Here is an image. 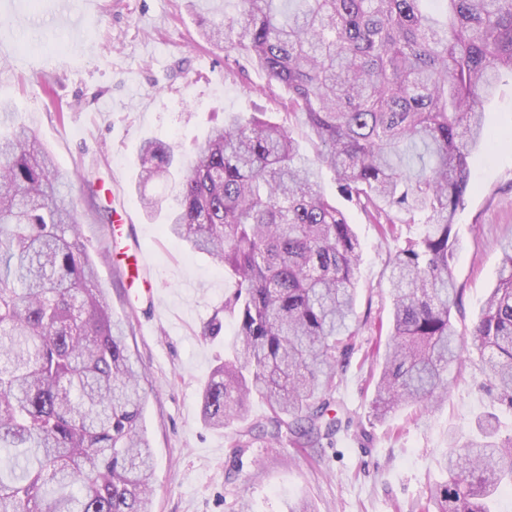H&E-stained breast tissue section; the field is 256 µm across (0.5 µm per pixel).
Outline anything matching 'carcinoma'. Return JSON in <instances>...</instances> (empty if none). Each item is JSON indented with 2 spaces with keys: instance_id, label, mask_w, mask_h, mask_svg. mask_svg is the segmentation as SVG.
Returning <instances> with one entry per match:
<instances>
[{
  "instance_id": "carcinoma-1",
  "label": "carcinoma",
  "mask_w": 512,
  "mask_h": 512,
  "mask_svg": "<svg viewBox=\"0 0 512 512\" xmlns=\"http://www.w3.org/2000/svg\"><path fill=\"white\" fill-rule=\"evenodd\" d=\"M288 93L277 124L224 116L183 167L146 141L139 183L166 176L176 206L167 232L208 254L235 281L233 359L201 396L206 424H241L233 447L260 431L313 448L332 437L336 355L352 347L361 245L321 182L375 218L393 210L420 235L388 259L393 304L371 417L445 402L448 368L471 343L500 404L512 409V244L469 333L457 332L454 219L470 181L471 148L492 139L482 99L512 73V0H237L199 23ZM320 146L310 160L288 124ZM59 169L33 130L0 124V512H151L152 452L140 429L145 371L114 320L62 194ZM265 399L264 426L248 422ZM446 479L417 512H491L512 494V436L479 417L448 434Z\"/></svg>"
}]
</instances>
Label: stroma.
Here are the masks:
<instances>
[{
	"mask_svg": "<svg viewBox=\"0 0 512 512\" xmlns=\"http://www.w3.org/2000/svg\"><path fill=\"white\" fill-rule=\"evenodd\" d=\"M236 0H0V100L11 120L31 128L63 170L94 175L93 190L73 184L83 242L114 317L147 372L141 426L155 456L152 512H288L307 501L314 512H411L428 485L442 481L448 432L468 435L477 417L496 413L512 433V411L485 384L477 355L453 367L448 402L429 415L407 406L386 421L369 415L388 331L387 261L396 240L416 238L401 224L383 238L375 220L339 197L330 171L326 193L358 236L357 332L338 361L332 397L341 427L316 450L288 442H230L237 427H207L202 389L231 355L237 321L224 311L235 287L205 254L170 237L147 218L136 179L141 144L154 139L192 159L225 113H264L281 120L288 101L260 71L241 69L235 51L199 35L198 21H222ZM490 143L469 158L471 179L455 217L454 275L458 333H468L500 274L502 243L512 239V76L484 104ZM123 204L132 228L111 231L112 205ZM148 257L155 288L146 300L126 286L110 256L132 244ZM220 315L219 334L204 333Z\"/></svg>",
	"mask_w": 512,
	"mask_h": 512,
	"instance_id": "obj_1",
	"label": "stroma"
}]
</instances>
